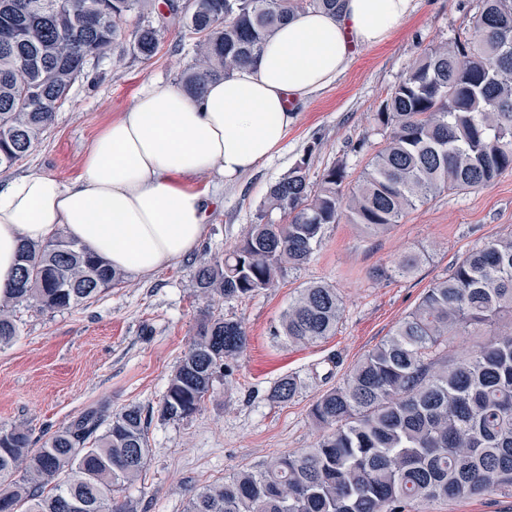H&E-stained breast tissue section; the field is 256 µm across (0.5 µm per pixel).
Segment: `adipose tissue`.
Here are the masks:
<instances>
[{
	"instance_id": "adipose-tissue-1",
	"label": "adipose tissue",
	"mask_w": 512,
	"mask_h": 512,
	"mask_svg": "<svg viewBox=\"0 0 512 512\" xmlns=\"http://www.w3.org/2000/svg\"><path fill=\"white\" fill-rule=\"evenodd\" d=\"M417 0H344L283 22L252 68L193 96L149 83L104 125L83 171L63 182L30 172L0 182V289L17 275L23 245L57 233L113 268L140 277L187 258L207 233L208 175L230 184L277 152L297 114L293 100L333 83L357 48L387 42Z\"/></svg>"
}]
</instances>
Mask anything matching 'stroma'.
<instances>
[{
  "label": "stroma",
  "instance_id": "obj_1",
  "mask_svg": "<svg viewBox=\"0 0 512 512\" xmlns=\"http://www.w3.org/2000/svg\"><path fill=\"white\" fill-rule=\"evenodd\" d=\"M481 0H418L417 10L381 46L357 49L348 71L297 101L298 118L279 151L256 170L217 192L202 248H229L256 222L268 187L301 158L309 180L340 164L345 188L356 185L383 144L379 112L406 70L429 46L467 28ZM159 47L150 60L126 56L90 63L73 85L38 146L10 176L35 170L75 179L99 129L133 102L145 83H177L191 63L192 40L166 0H156ZM512 233V171L483 189L444 191L379 236L355 224L327 225L307 263L277 287L233 301L207 303L193 287L194 258L154 276L125 275L95 300L56 313L16 304V338L0 346V430L22 424L35 441L62 430L87 408L136 404L151 415L150 456L139 481L125 489L137 512H185L203 487L270 456L311 447L320 431L309 411L325 389L415 307L433 283L448 276L472 248ZM421 258L410 275H394L403 254ZM322 282L336 288L344 313L335 334L292 345L273 330L297 292ZM243 324L247 343L217 376L193 417L162 419L159 406L171 374L187 351L204 309ZM307 383L292 401L271 399L282 377ZM419 512H512V495L462 497Z\"/></svg>",
  "mask_w": 512,
  "mask_h": 512
}]
</instances>
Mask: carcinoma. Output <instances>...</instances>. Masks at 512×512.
<instances>
[{
  "label": "carcinoma",
  "mask_w": 512,
  "mask_h": 512,
  "mask_svg": "<svg viewBox=\"0 0 512 512\" xmlns=\"http://www.w3.org/2000/svg\"><path fill=\"white\" fill-rule=\"evenodd\" d=\"M472 32L432 45L393 89L376 123L388 131L355 189L333 165L311 185L303 158L272 184L258 223L230 250L199 261L198 296L214 302L275 287L305 264L340 217L371 235L387 231L444 190L492 185L512 170V0H482ZM148 0H0V170L26 158L92 60L124 61L122 22L139 17L133 52L148 60L158 31ZM341 0H191L183 28L200 36L181 87L252 66L278 26ZM279 214V221L271 219ZM124 273L63 233L25 246L13 284L0 291V344L18 328L11 306L61 312L123 281ZM342 301L328 284L298 292L274 335L308 344L336 333ZM456 336H475L457 355ZM247 343L239 321L204 316L160 404L165 420L196 414L218 370ZM303 388L294 375L278 402ZM322 435L197 492L186 512H410L417 503L512 492V234L473 248L435 282L391 334L363 355L310 410ZM138 405L85 410L44 444L29 430L0 431V497L13 512H137L115 493L141 477L150 448Z\"/></svg>",
  "instance_id": "carcinoma-1"
}]
</instances>
